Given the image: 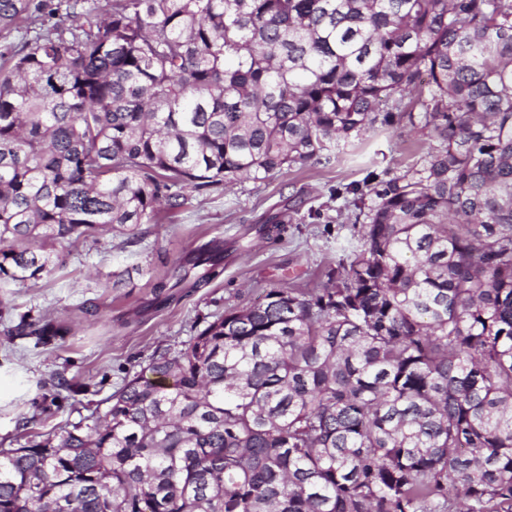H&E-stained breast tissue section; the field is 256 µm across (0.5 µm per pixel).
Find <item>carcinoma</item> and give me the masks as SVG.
Returning <instances> with one entry per match:
<instances>
[{
	"label": "carcinoma",
	"instance_id": "obj_1",
	"mask_svg": "<svg viewBox=\"0 0 512 512\" xmlns=\"http://www.w3.org/2000/svg\"><path fill=\"white\" fill-rule=\"evenodd\" d=\"M403 121L439 144L336 191L325 287L0 448V512H512V0H0L1 283Z\"/></svg>",
	"mask_w": 512,
	"mask_h": 512
}]
</instances>
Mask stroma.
Segmentation results:
<instances>
[{
  "label": "stroma",
  "instance_id": "obj_1",
  "mask_svg": "<svg viewBox=\"0 0 512 512\" xmlns=\"http://www.w3.org/2000/svg\"><path fill=\"white\" fill-rule=\"evenodd\" d=\"M433 136L405 124L376 126L333 165L291 168L265 181L192 193L185 207L141 225L54 244L56 271L0 285V447L93 423L108 398L161 354H176L225 310L275 288L321 287L361 246L353 212L336 189L367 172L387 179L422 163ZM284 224L267 228L269 216ZM61 335L43 344L23 315Z\"/></svg>",
  "mask_w": 512,
  "mask_h": 512
}]
</instances>
